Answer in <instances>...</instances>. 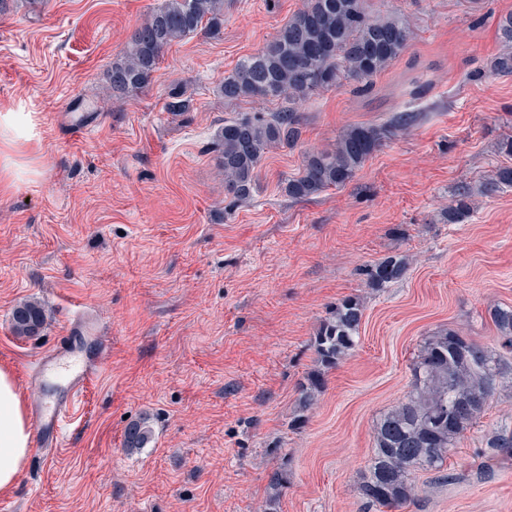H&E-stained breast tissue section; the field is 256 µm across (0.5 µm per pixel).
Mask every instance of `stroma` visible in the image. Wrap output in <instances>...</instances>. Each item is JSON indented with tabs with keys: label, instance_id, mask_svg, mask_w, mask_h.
Masks as SVG:
<instances>
[{
	"label": "stroma",
	"instance_id": "stroma-1",
	"mask_svg": "<svg viewBox=\"0 0 512 512\" xmlns=\"http://www.w3.org/2000/svg\"><path fill=\"white\" fill-rule=\"evenodd\" d=\"M162 0H11L0 13V113L27 112L35 135L0 144V367L25 406L40 395L25 368L81 336L99 369L53 457L34 446L0 512H376L359 493L377 420L409 392L426 337L448 330L495 349L489 311L512 305V187L442 219L463 185L492 177L512 135V76L489 78L512 0H371L411 28L408 49L373 85L349 80L296 106L301 138L265 154L253 196L231 204L213 148L225 118L271 112L219 87L263 50L304 0H234L214 35L168 47L149 87L113 103L106 72ZM194 104L166 112L173 84ZM415 113L356 177L308 200L282 191L310 152L351 125ZM90 133L75 134L83 116ZM407 259L383 291L361 268ZM365 312L356 347L326 376L301 428L297 387L316 367L312 340L345 297ZM42 305L38 336L12 311ZM154 435L124 446L130 421ZM512 383L438 471L418 472L396 512H512ZM45 323V312L37 302L26 301L12 312V328L15 336L31 338L37 336Z\"/></svg>",
	"mask_w": 512,
	"mask_h": 512
}]
</instances>
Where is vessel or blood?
<instances>
[{
  "mask_svg": "<svg viewBox=\"0 0 512 512\" xmlns=\"http://www.w3.org/2000/svg\"><path fill=\"white\" fill-rule=\"evenodd\" d=\"M60 369L65 370L66 375L53 398L39 400L31 408L32 425L49 452L61 447L78 397L96 373L95 366L81 360L76 349L63 344L40 356L33 365L32 375L41 382Z\"/></svg>",
  "mask_w": 512,
  "mask_h": 512,
  "instance_id": "vessel-or-blood-1",
  "label": "vessel or blood"
}]
</instances>
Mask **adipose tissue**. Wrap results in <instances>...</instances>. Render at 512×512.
Listing matches in <instances>:
<instances>
[{"instance_id": "ef3b65f1", "label": "adipose tissue", "mask_w": 512, "mask_h": 512, "mask_svg": "<svg viewBox=\"0 0 512 512\" xmlns=\"http://www.w3.org/2000/svg\"><path fill=\"white\" fill-rule=\"evenodd\" d=\"M31 450L30 420L15 379L0 368V492L12 489Z\"/></svg>"}]
</instances>
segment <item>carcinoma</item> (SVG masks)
<instances>
[{"instance_id":"cac0c4a2","label":"carcinoma","mask_w":512,"mask_h":512,"mask_svg":"<svg viewBox=\"0 0 512 512\" xmlns=\"http://www.w3.org/2000/svg\"><path fill=\"white\" fill-rule=\"evenodd\" d=\"M370 0H306L300 9L257 54L241 60L224 77L220 91L227 101L260 97L283 100L273 112H242L224 119L216 135V161L224 174V191L235 202L251 198L259 170L272 149L292 148L301 136L295 105L314 94L338 88L345 79L369 85L407 48L411 31L395 14L372 16ZM225 0H163L131 32L122 56L107 72L112 99L121 101L151 82L172 43L224 24ZM499 52L489 74L512 75V14L498 27ZM193 106L181 84L168 93L164 110L188 112ZM412 112H399L378 126L352 125L329 150L305 156L299 171L283 181V190L305 200L331 187L349 183L386 141L406 132ZM504 185L512 187V166L498 167L476 190L466 186L443 214L448 224L464 221L474 208L475 193L486 195ZM404 257H388L364 268L367 287L382 290L401 281L407 272ZM364 315L363 301L346 297L318 327L312 347L319 369L299 384L298 407L309 411L324 385V376L356 346ZM501 348L512 350V306L490 311ZM45 323L43 307L32 301L12 312L15 336L31 338ZM512 375L504 356L468 336L451 331L429 337L413 366L412 390L376 426L375 450L359 484L367 503L386 509L404 504L420 470H438L455 448L458 436L485 411L500 378ZM152 430L142 418L126 428L125 445L144 448Z\"/></svg>"}]
</instances>
